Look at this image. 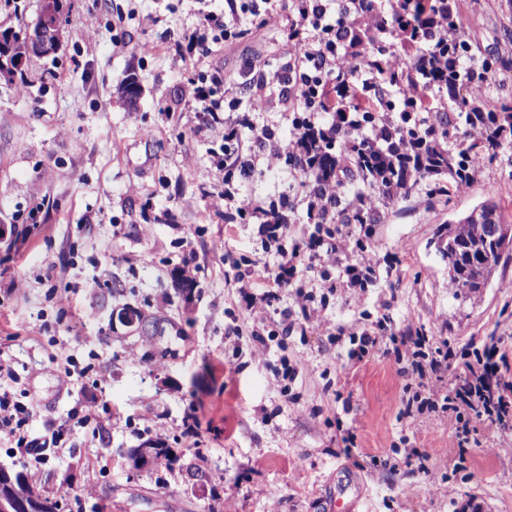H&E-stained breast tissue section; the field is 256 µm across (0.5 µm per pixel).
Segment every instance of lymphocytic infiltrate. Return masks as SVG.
Returning a JSON list of instances; mask_svg holds the SVG:
<instances>
[{
    "label": "lymphocytic infiltrate",
    "instance_id": "f902f5d3",
    "mask_svg": "<svg viewBox=\"0 0 512 512\" xmlns=\"http://www.w3.org/2000/svg\"><path fill=\"white\" fill-rule=\"evenodd\" d=\"M403 0H225L222 13L202 11L199 28L187 33L168 34L175 57L192 54L207 55L211 44L233 45L243 37L241 24L248 18L260 19L263 24L274 22L284 9L296 12L299 21L290 25L286 34V52L290 64L286 70L268 72L264 63L253 61L249 71L254 74L251 109L265 111L268 85L283 87L297 102L291 124L294 136L287 143L271 142L266 128H253L252 135L260 141H270L269 162L285 161L309 188L307 214L316 227L307 239L295 242L292 251H280L278 263L266 270L268 289L255 295L249 283H241L239 291L247 310L257 302H270L277 291L292 288L298 303L309 301L304 288L295 284L297 258H306L310 270L317 272L326 288L367 287L375 273L373 259L374 232L368 224H341L338 210L344 198V177L358 162L372 167L376 177L377 196L362 192L354 199L363 214L377 213V198L393 199L406 193L410 183L419 181L432 164L433 156L444 150L438 137L429 141L400 137L399 126L389 120L373 121L362 112H346L334 107L337 99L347 100L358 94L356 74L361 69L364 49L358 40L362 29L382 34L380 12L396 18L394 36L409 34L403 16ZM422 23L428 33L425 44L410 58L390 53L384 68L394 75L390 96L421 102L422 111L405 114L404 121L418 129L434 130L447 120L444 109L446 91L429 80L398 82V75L418 68L433 74L447 71L445 47L466 41L467 24L463 17L448 19L444 14L425 16ZM224 90V71L219 64H209L205 73L190 80L181 89V100L194 106L201 121L200 129L221 124L225 127L224 144H239L242 120L229 122L221 117L219 98ZM335 145V162L330 171L317 172L312 150L320 145ZM403 159L405 180L393 181L386 171L396 159ZM338 268L336 278H329L328 268ZM337 335L348 337L349 362L357 363L370 351L390 343L406 378L402 414L415 419L424 411L441 413L448 419L450 431L458 440L460 454H467L474 441V420H481L497 430L512 431V350L506 349L497 336L485 337L481 346L453 350L442 344L434 351L424 352L426 338L422 333L406 335L391 327L389 317L375 323L339 326ZM456 372L455 382H448L449 372ZM31 412L29 404L18 400L11 391H0V439L13 441L23 462L39 468L44 451L59 447L60 434L44 440L29 438L25 429Z\"/></svg>",
    "mask_w": 512,
    "mask_h": 512
}]
</instances>
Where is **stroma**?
<instances>
[{
    "instance_id": "35a3bbf8",
    "label": "stroma",
    "mask_w": 512,
    "mask_h": 512,
    "mask_svg": "<svg viewBox=\"0 0 512 512\" xmlns=\"http://www.w3.org/2000/svg\"><path fill=\"white\" fill-rule=\"evenodd\" d=\"M454 6L473 54L500 61L489 94L512 102V0ZM196 9L194 0H62L58 51L0 77V228L15 237L33 227L0 261V352L17 378L10 391L35 403L29 434L66 427L35 481L61 497L85 491L82 512L98 503L103 512H324L323 496L349 483L358 512H453L469 494L484 512H512V456L501 452L512 433L477 422L482 451L449 476L458 442L437 413L400 418L405 381L393 355L376 350L352 365L347 341L312 331L280 339L278 312L295 305L286 293L267 313L245 310L238 276L278 256L256 220L210 206L225 173L224 128L197 133V112L178 100L193 64L166 49L168 31L197 26ZM256 54L272 71L287 63L280 29L250 22L216 57L237 72ZM130 78L141 89L133 107L120 90ZM243 141L258 169L232 190L265 204L289 196L280 244L292 248L314 230L303 196L288 166L262 160L251 135ZM487 200L512 224V144L470 184L441 174L378 200V278L361 296H327L322 315L334 325L385 315L436 346L491 334L512 346V257L469 297L449 288L440 246L444 225ZM103 265L108 281L87 294ZM187 266L189 287L175 288ZM69 362L87 374L65 377ZM192 417L200 429L189 439ZM340 422L356 436L349 456L336 445ZM159 439L178 457L172 469L132 468L129 450ZM411 448L427 455V470Z\"/></svg>"
}]
</instances>
